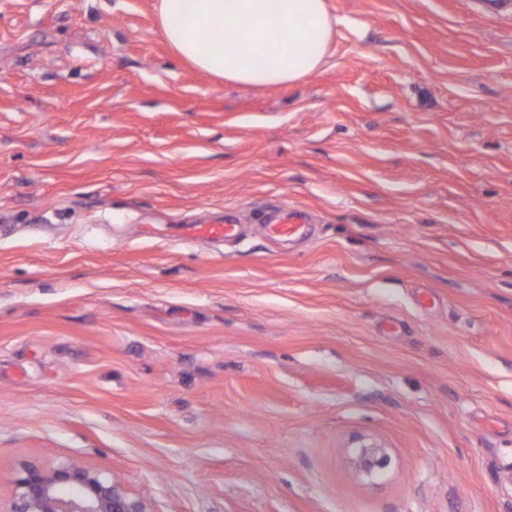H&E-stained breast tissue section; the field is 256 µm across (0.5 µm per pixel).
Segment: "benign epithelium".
<instances>
[{
  "mask_svg": "<svg viewBox=\"0 0 512 512\" xmlns=\"http://www.w3.org/2000/svg\"><path fill=\"white\" fill-rule=\"evenodd\" d=\"M353 475L369 482L382 477L391 463L390 449L359 442L344 449ZM8 512H147L142 500L131 496L105 470L87 464L26 466L15 480Z\"/></svg>",
  "mask_w": 512,
  "mask_h": 512,
  "instance_id": "7a95c632",
  "label": "benign epithelium"
}]
</instances>
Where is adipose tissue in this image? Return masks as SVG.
<instances>
[{"instance_id":"adipose-tissue-1","label":"adipose tissue","mask_w":512,"mask_h":512,"mask_svg":"<svg viewBox=\"0 0 512 512\" xmlns=\"http://www.w3.org/2000/svg\"><path fill=\"white\" fill-rule=\"evenodd\" d=\"M157 0L159 28L175 53L216 81L292 84L323 64L334 32L327 0Z\"/></svg>"}]
</instances>
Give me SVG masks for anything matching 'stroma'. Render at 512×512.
Listing matches in <instances>:
<instances>
[{
    "mask_svg": "<svg viewBox=\"0 0 512 512\" xmlns=\"http://www.w3.org/2000/svg\"><path fill=\"white\" fill-rule=\"evenodd\" d=\"M328 4L245 86L156 0H0V512L73 459L148 512H512V8ZM303 224H309V213L304 209H284L283 216L269 227V233L277 237H291L302 232ZM189 237L202 240H222L232 237L235 233L234 224L213 223L195 224L188 228ZM345 462L353 475L374 482L382 477L391 463L390 448L375 443L359 442V446L344 449Z\"/></svg>",
    "mask_w": 512,
    "mask_h": 512,
    "instance_id": "obj_1",
    "label": "stroma"
}]
</instances>
